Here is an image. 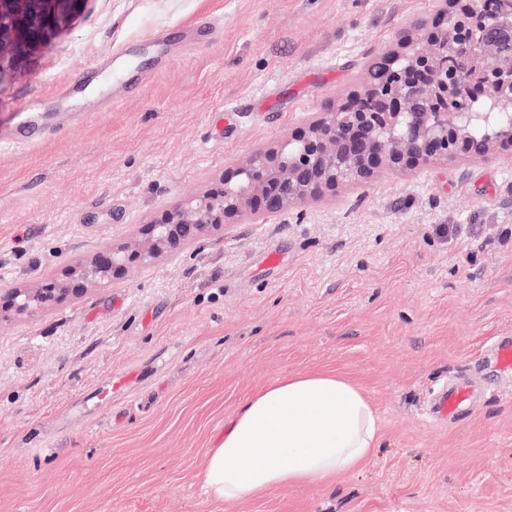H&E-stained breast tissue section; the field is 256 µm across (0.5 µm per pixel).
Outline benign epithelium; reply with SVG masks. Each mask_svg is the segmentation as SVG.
Segmentation results:
<instances>
[{"label": "benign epithelium", "instance_id": "1", "mask_svg": "<svg viewBox=\"0 0 512 512\" xmlns=\"http://www.w3.org/2000/svg\"><path fill=\"white\" fill-rule=\"evenodd\" d=\"M85 0H0V71L22 64L47 46L82 11ZM500 25L468 34L472 55L484 60L487 36L512 27V0H502ZM457 24L441 27L439 19L417 21L403 35L399 48L384 52L381 63L388 81L379 88L364 85L357 97L369 102L362 112L352 113L343 128L336 127L338 109L322 112L310 122L307 136L249 155L224 173L223 181L210 192L188 199L167 210L142 229L143 239L102 252L90 263L69 272L60 287L14 288L0 291V312L19 315L55 295H81L96 279L122 276L135 258L147 264L163 253L176 255L201 236L220 228L226 219L241 214H274L287 211L345 182L336 170V157H344L351 180L369 181L384 166L399 170L427 165L439 158L489 159L507 151L512 155V124L477 139L461 113L435 105L448 96V86L468 92L476 77L448 67L438 80L439 63L434 43L451 46ZM491 77L474 101L512 106V64L485 65Z\"/></svg>", "mask_w": 512, "mask_h": 512}]
</instances>
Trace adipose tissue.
<instances>
[{
  "mask_svg": "<svg viewBox=\"0 0 512 512\" xmlns=\"http://www.w3.org/2000/svg\"><path fill=\"white\" fill-rule=\"evenodd\" d=\"M382 437L360 382L335 369L291 373L254 393L225 424L201 479L228 505L331 485L365 468Z\"/></svg>",
  "mask_w": 512,
  "mask_h": 512,
  "instance_id": "adipose-tissue-1",
  "label": "adipose tissue"
}]
</instances>
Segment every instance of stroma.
<instances>
[{
	"mask_svg": "<svg viewBox=\"0 0 512 512\" xmlns=\"http://www.w3.org/2000/svg\"><path fill=\"white\" fill-rule=\"evenodd\" d=\"M442 0H87L0 74V290L65 280L299 135ZM218 18L214 40L190 27ZM236 113L217 131L216 112ZM30 119L38 143L14 141ZM278 251L284 268L266 266ZM512 156L380 169L239 216L78 298L0 314V512H512ZM340 368L384 438L336 484L230 506L200 484L246 398ZM114 405L72 406L111 375ZM469 412L427 423L433 388ZM492 357L500 371L512 370V336H501L495 341Z\"/></svg>",
	"mask_w": 512,
	"mask_h": 512,
	"instance_id": "1",
	"label": "stroma"
}]
</instances>
